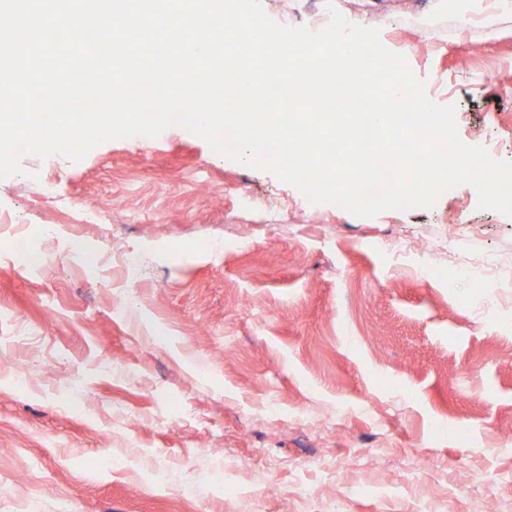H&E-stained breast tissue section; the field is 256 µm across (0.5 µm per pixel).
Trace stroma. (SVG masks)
I'll return each instance as SVG.
<instances>
[{"mask_svg": "<svg viewBox=\"0 0 512 512\" xmlns=\"http://www.w3.org/2000/svg\"><path fill=\"white\" fill-rule=\"evenodd\" d=\"M261 4L378 29L512 161V0ZM21 164L0 512H512V217L473 187L359 217L180 127Z\"/></svg>", "mask_w": 512, "mask_h": 512, "instance_id": "obj_1", "label": "stroma"}]
</instances>
